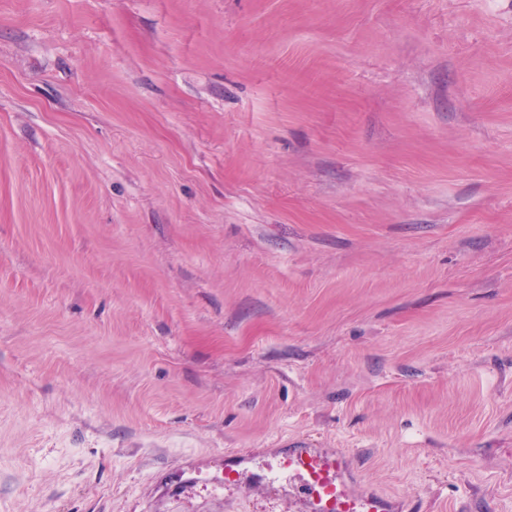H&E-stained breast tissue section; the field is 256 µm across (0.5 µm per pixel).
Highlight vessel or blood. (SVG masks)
I'll list each match as a JSON object with an SVG mask.
<instances>
[{"mask_svg":"<svg viewBox=\"0 0 512 512\" xmlns=\"http://www.w3.org/2000/svg\"><path fill=\"white\" fill-rule=\"evenodd\" d=\"M254 458L240 450L224 461L222 487L241 482ZM283 478H300L297 512H392L393 502L376 493H358L350 485L347 455L304 443L283 449L277 456Z\"/></svg>","mask_w":512,"mask_h":512,"instance_id":"1","label":"vessel or blood"}]
</instances>
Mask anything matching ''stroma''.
Wrapping results in <instances>:
<instances>
[{
    "label": "stroma",
    "instance_id": "stroma-1",
    "mask_svg": "<svg viewBox=\"0 0 512 512\" xmlns=\"http://www.w3.org/2000/svg\"><path fill=\"white\" fill-rule=\"evenodd\" d=\"M298 440L512 512V0H0V512Z\"/></svg>",
    "mask_w": 512,
    "mask_h": 512
}]
</instances>
